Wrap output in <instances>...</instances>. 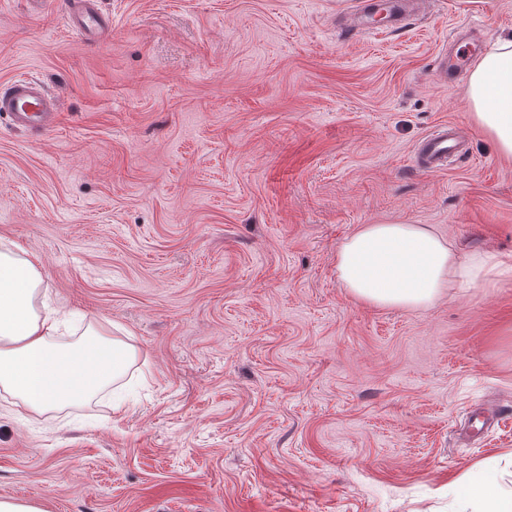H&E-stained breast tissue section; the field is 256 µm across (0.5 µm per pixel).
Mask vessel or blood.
<instances>
[{
  "mask_svg": "<svg viewBox=\"0 0 512 512\" xmlns=\"http://www.w3.org/2000/svg\"><path fill=\"white\" fill-rule=\"evenodd\" d=\"M67 12L69 26L75 33L101 34L112 27L111 18L101 12L98 0H68ZM0 112L23 130L50 127L58 118L59 100L38 81L21 77L0 88ZM460 146L457 128L442 124L422 139L414 155V165L427 173L442 171Z\"/></svg>",
  "mask_w": 512,
  "mask_h": 512,
  "instance_id": "1",
  "label": "vessel or blood"
}]
</instances>
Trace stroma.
Segmentation results:
<instances>
[{"mask_svg":"<svg viewBox=\"0 0 512 512\" xmlns=\"http://www.w3.org/2000/svg\"><path fill=\"white\" fill-rule=\"evenodd\" d=\"M0 0V86L39 79L56 126L0 115V240L78 330L107 322L124 378L34 423L0 411V498L45 512H454L487 462L512 480V277L411 311L354 299L361 225H430L512 265V157L436 69L456 25L483 50L512 0H426L350 29L356 0ZM461 154L418 171L420 140ZM495 400L500 423L467 421ZM98 0H68L70 29L77 34H102L112 28V19L101 12ZM460 146L458 129L442 124L422 139L414 155V165L423 172H440L445 169L448 157L459 152Z\"/></svg>","mask_w":512,"mask_h":512,"instance_id":"1","label":"stroma"}]
</instances>
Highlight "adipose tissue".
<instances>
[{
  "label": "adipose tissue",
  "mask_w": 512,
  "mask_h": 512,
  "mask_svg": "<svg viewBox=\"0 0 512 512\" xmlns=\"http://www.w3.org/2000/svg\"><path fill=\"white\" fill-rule=\"evenodd\" d=\"M468 96L476 124L511 157L512 35L474 63ZM336 272L358 300L419 310L450 289L512 276V265L486 251L458 258L429 225L394 221L361 225L338 249ZM66 321L50 305L37 264L0 240V390L22 420L89 400L120 380L136 357L104 322L88 337L61 342ZM457 512H512V489L494 481L467 487Z\"/></svg>",
  "instance_id": "ef3b65f1"
}]
</instances>
